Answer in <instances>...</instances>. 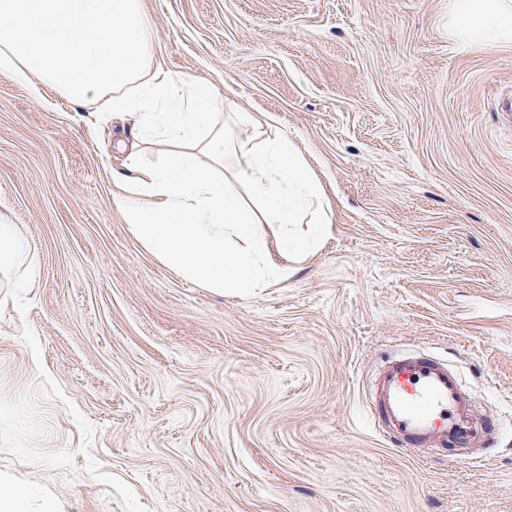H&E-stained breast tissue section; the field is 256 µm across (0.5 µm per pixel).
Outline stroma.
Segmentation results:
<instances>
[{
	"label": "stroma",
	"mask_w": 512,
	"mask_h": 512,
	"mask_svg": "<svg viewBox=\"0 0 512 512\" xmlns=\"http://www.w3.org/2000/svg\"><path fill=\"white\" fill-rule=\"evenodd\" d=\"M164 70L293 138L320 249L246 296L131 233L129 118L0 76V479L54 512H512V45L448 0H143ZM448 363L492 424L478 463L374 426L376 366ZM3 268L22 270L21 281L25 284L36 274V263L29 247L12 224H0V269Z\"/></svg>",
	"instance_id": "obj_1"
}]
</instances>
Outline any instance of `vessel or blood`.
<instances>
[{"label": "vessel or blood", "mask_w": 512, "mask_h": 512, "mask_svg": "<svg viewBox=\"0 0 512 512\" xmlns=\"http://www.w3.org/2000/svg\"><path fill=\"white\" fill-rule=\"evenodd\" d=\"M371 403L378 430L409 448L472 445L488 434L454 372L425 357L403 355L380 364Z\"/></svg>", "instance_id": "vessel-or-blood-1"}]
</instances>
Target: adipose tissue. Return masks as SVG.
<instances>
[{
    "label": "adipose tissue",
    "mask_w": 512,
    "mask_h": 512,
    "mask_svg": "<svg viewBox=\"0 0 512 512\" xmlns=\"http://www.w3.org/2000/svg\"><path fill=\"white\" fill-rule=\"evenodd\" d=\"M448 33L512 43V0H448ZM143 0H0V75L34 93L101 103L133 119L115 204L141 243L183 278L218 292L271 288L289 255L323 241L325 191L288 136L203 83L154 62ZM165 147L162 162L143 159ZM279 227L269 247L265 225ZM36 274L26 241L0 224V269Z\"/></svg>",
    "instance_id": "1"
}]
</instances>
